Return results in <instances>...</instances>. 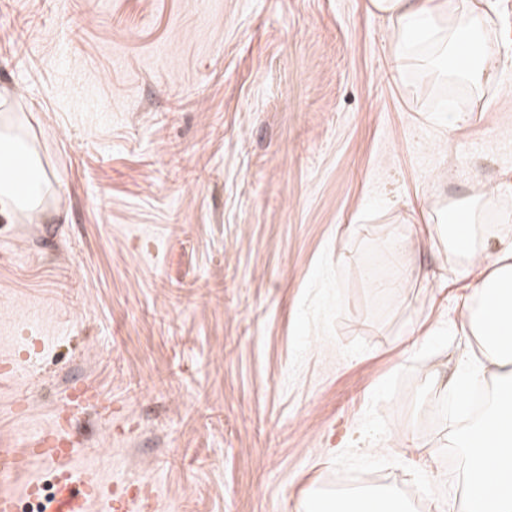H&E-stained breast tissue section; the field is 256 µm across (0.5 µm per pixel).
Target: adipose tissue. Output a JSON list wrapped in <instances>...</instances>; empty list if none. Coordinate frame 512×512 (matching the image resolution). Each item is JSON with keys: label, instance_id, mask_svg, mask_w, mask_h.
<instances>
[{"label": "adipose tissue", "instance_id": "ef3b65f1", "mask_svg": "<svg viewBox=\"0 0 512 512\" xmlns=\"http://www.w3.org/2000/svg\"><path fill=\"white\" fill-rule=\"evenodd\" d=\"M376 11L387 15L397 34L391 49L395 70L419 62L430 50L458 52L462 34L485 31L483 9L464 8L460 28L448 21V0H370ZM21 155L30 171L25 187H18L13 174L0 170V224L14 223L18 213L39 209L47 180L38 153L29 147L11 113L0 114V158ZM448 249L458 257L456 272L467 279L463 295L466 313L462 331L471 336L478 355L464 356L446 387L465 398L468 384L493 374L499 393L512 394V236L489 232L476 217L449 225ZM448 445L466 451V464L458 476V497L448 503V512H512V407L502 406L490 423L475 427H452ZM410 512L406 501L396 496L378 498L365 493L340 499L317 492L305 494L302 512Z\"/></svg>", "mask_w": 512, "mask_h": 512}]
</instances>
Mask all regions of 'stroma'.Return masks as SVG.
<instances>
[{"instance_id":"obj_1","label":"stroma","mask_w":512,"mask_h":512,"mask_svg":"<svg viewBox=\"0 0 512 512\" xmlns=\"http://www.w3.org/2000/svg\"><path fill=\"white\" fill-rule=\"evenodd\" d=\"M490 82L390 73L369 0H0V85L50 178L0 226V449L92 386L79 467L148 512H298L364 472L455 498L453 258L512 231V0Z\"/></svg>"}]
</instances>
